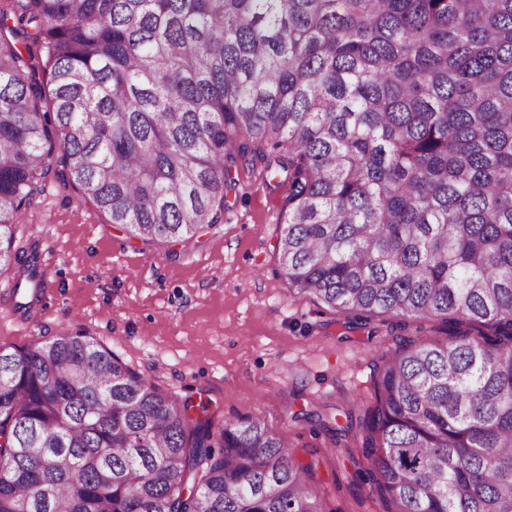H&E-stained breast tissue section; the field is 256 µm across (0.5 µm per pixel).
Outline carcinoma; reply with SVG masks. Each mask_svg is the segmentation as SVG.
<instances>
[{"mask_svg":"<svg viewBox=\"0 0 512 512\" xmlns=\"http://www.w3.org/2000/svg\"><path fill=\"white\" fill-rule=\"evenodd\" d=\"M243 161L288 185V296L398 337L363 410L396 512H512V0H0V274L56 180L183 242ZM260 415L215 425L82 332L0 349V512H332Z\"/></svg>","mask_w":512,"mask_h":512,"instance_id":"obj_1","label":"carcinoma"}]
</instances>
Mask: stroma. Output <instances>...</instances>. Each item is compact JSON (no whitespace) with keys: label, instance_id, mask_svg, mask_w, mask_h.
<instances>
[{"label":"stroma","instance_id":"1","mask_svg":"<svg viewBox=\"0 0 512 512\" xmlns=\"http://www.w3.org/2000/svg\"><path fill=\"white\" fill-rule=\"evenodd\" d=\"M219 224L173 244L145 243L54 183L15 228L38 240L46 288L28 319L0 303V348L83 332L162 390L207 399L217 420L259 414L299 460L331 512H395L357 473L354 398L374 401L373 370L393 351L395 316L345 329L309 299H289L276 254L284 190L239 171Z\"/></svg>","mask_w":512,"mask_h":512}]
</instances>
